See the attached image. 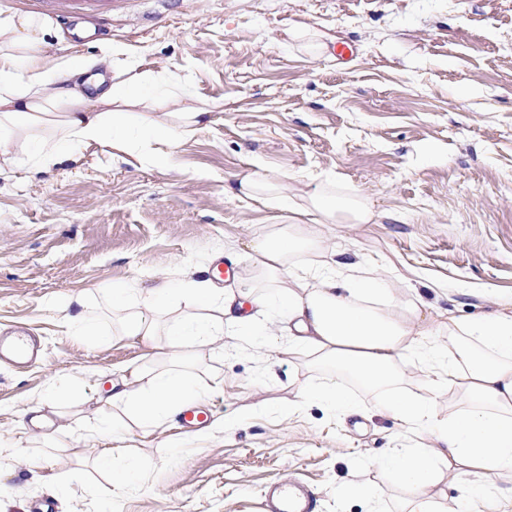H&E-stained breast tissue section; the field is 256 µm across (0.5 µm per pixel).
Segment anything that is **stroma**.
Instances as JSON below:
<instances>
[{
  "label": "stroma",
  "mask_w": 512,
  "mask_h": 512,
  "mask_svg": "<svg viewBox=\"0 0 512 512\" xmlns=\"http://www.w3.org/2000/svg\"><path fill=\"white\" fill-rule=\"evenodd\" d=\"M98 27L60 25L44 52L107 57L109 78L160 74L216 109L166 164L153 159L160 143L117 158L79 144L50 169L0 177V330L27 329L42 347L27 369L0 363V512L46 496L56 512H264L267 486L291 478L315 488L316 512H367L368 485L380 512H401L408 494L377 461L422 432L378 414L350 379L360 412L299 404L326 369L247 340L195 355L211 389L205 425L188 433L174 417L162 435L129 432L141 477L113 494L102 441L77 434L123 420L101 392L163 358L119 336L104 292L133 277L203 278L223 254L251 277L253 238L288 216L224 186L261 165L289 195L331 181L368 196L377 222L334 225L327 245L379 263L398 295L419 289L465 319L492 312L494 295L512 293V0H120ZM75 297L101 341L68 327L62 305ZM48 411L54 448L31 424Z\"/></svg>",
  "instance_id": "obj_1"
}]
</instances>
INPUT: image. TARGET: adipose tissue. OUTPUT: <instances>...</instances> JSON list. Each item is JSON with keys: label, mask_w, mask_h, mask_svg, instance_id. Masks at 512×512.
I'll list each match as a JSON object with an SVG mask.
<instances>
[{"label": "adipose tissue", "mask_w": 512, "mask_h": 512, "mask_svg": "<svg viewBox=\"0 0 512 512\" xmlns=\"http://www.w3.org/2000/svg\"><path fill=\"white\" fill-rule=\"evenodd\" d=\"M57 33L49 16L0 10V176L24 155L36 165L57 162L75 143L140 152L159 141L167 147L161 157L167 163L183 142L210 126L212 103L176 89L157 97L152 76L115 81L89 99L78 81L87 70L84 57L52 61L43 52ZM224 192L301 216L298 224L266 225L254 239L256 267L284 278V285L263 292L248 283L231 292L190 276L175 286L162 279L148 286L136 279L114 283L107 298L121 316L123 336L163 349L168 364L129 367L123 387L110 396L113 406L130 415L140 435L156 433L175 408L203 398L198 375L181 362L185 351L223 349L225 336L238 327L268 345L277 333L274 317L284 311L289 353L330 370L319 385L300 388L302 400L357 412L344 384L349 378L378 393V412L428 433L427 443L393 449L379 462L395 484L410 491L407 512H512V486L492 495L485 484L490 477L512 478V294L498 295L494 312L472 320L449 310L429 313L422 299L396 297L390 281L351 260L348 251L315 268L296 263L302 249L322 252V227L375 223L365 196L330 182L298 199L261 166L239 175ZM184 301L195 313L159 321L161 309ZM259 309L269 321L257 322ZM436 336L452 339V349L433 344ZM407 359L417 365L424 393L402 388ZM442 392L457 405L445 417L432 400ZM95 434L110 441L100 463L114 490L123 492L139 473L127 437L113 426ZM447 464L462 483L460 497L450 503L427 494L442 481Z\"/></svg>", "instance_id": "1"}]
</instances>
